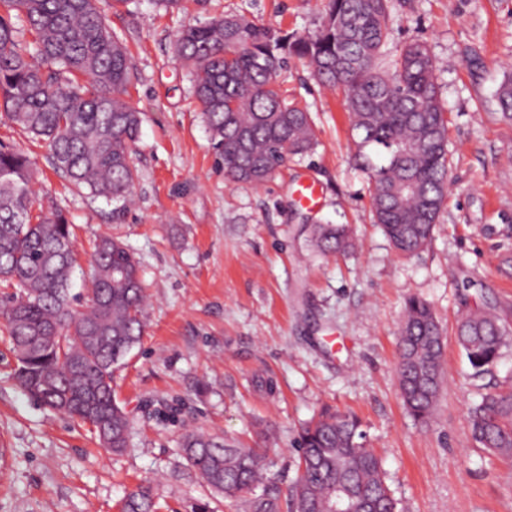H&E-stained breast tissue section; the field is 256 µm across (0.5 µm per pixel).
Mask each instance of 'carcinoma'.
<instances>
[{"label": "carcinoma", "mask_w": 512, "mask_h": 512, "mask_svg": "<svg viewBox=\"0 0 512 512\" xmlns=\"http://www.w3.org/2000/svg\"><path fill=\"white\" fill-rule=\"evenodd\" d=\"M391 0H326L321 26L304 34L224 15L179 31L175 56L193 72V89L217 164L235 183L263 184L288 158L313 153L310 113L288 103L276 83L291 59L340 90L352 115L358 165L370 186L371 212L397 251L414 256L431 241L448 195V119L438 67L428 45L405 44L386 57ZM135 79L127 46L98 0H0V117L45 149L52 170L77 195L127 202L138 178L131 146L141 116L127 101ZM512 121V75L496 93ZM31 157L0 142V279L16 292L0 297L20 386L42 405L112 435L128 447L131 419L116 401L113 369L139 343L146 294L139 261L120 239L97 238L90 297L71 307L77 266L74 227L54 204L35 205ZM322 254L354 250L344 224H314ZM457 341L477 374L512 343L495 309L463 316ZM442 329L430 304L405 301L399 330L398 388L417 420L430 418L442 388ZM473 440L512 458V386L489 392L471 410ZM352 413L325 410L299 435V475L280 489L268 476L265 448L190 431L187 465L211 491L244 512H328L344 498L348 512H398L381 458L363 442ZM261 493H256L257 488ZM123 512H155L151 488L129 494Z\"/></svg>", "instance_id": "1"}]
</instances>
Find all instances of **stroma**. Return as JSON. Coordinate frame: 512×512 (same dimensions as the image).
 <instances>
[{
    "label": "stroma",
    "mask_w": 512,
    "mask_h": 512,
    "mask_svg": "<svg viewBox=\"0 0 512 512\" xmlns=\"http://www.w3.org/2000/svg\"><path fill=\"white\" fill-rule=\"evenodd\" d=\"M131 53L140 112L133 205L71 194L19 129L0 140L30 152L37 198L50 197L75 228V308L88 296L96 237H120L141 264L148 305L140 343L115 368L117 400L134 420L127 448H103L88 425L51 411L14 378L0 320V512H120L151 486L156 512H238L214 497L182 457L181 437L203 430L268 451L269 473L296 476L301 427L324 408L354 412L382 458L400 512H512V462L474 442L471 409L512 381V346L475 374L455 328L468 311L496 308L512 325V122L495 91L512 71V0H391L386 46L428 43L449 118L450 189L431 243L405 257L372 222L366 175L356 167L341 94L290 62L276 77L307 109L318 145L259 186L229 182L216 164L191 91L172 54L188 24L234 13L288 32L315 30L324 0H99ZM321 189L300 205L298 182ZM349 225L357 247L324 256L306 241L310 220ZM425 299L444 331L445 384L427 421L405 410L397 385L398 330L408 296Z\"/></svg>",
    "instance_id": "1"
}]
</instances>
